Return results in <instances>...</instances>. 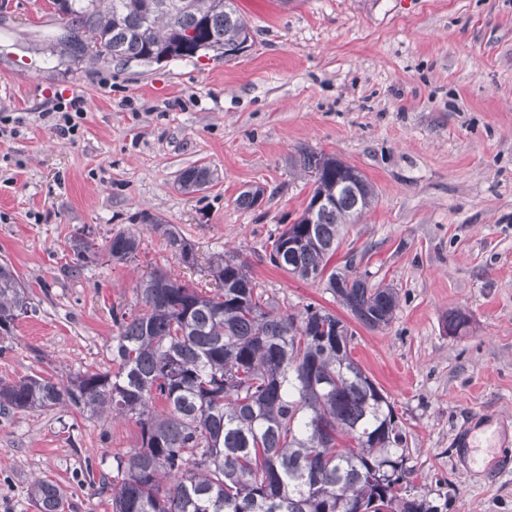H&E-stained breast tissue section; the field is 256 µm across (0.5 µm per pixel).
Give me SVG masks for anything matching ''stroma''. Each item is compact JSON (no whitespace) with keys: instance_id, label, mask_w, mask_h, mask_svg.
Segmentation results:
<instances>
[{"instance_id":"stroma-1","label":"stroma","mask_w":512,"mask_h":512,"mask_svg":"<svg viewBox=\"0 0 512 512\" xmlns=\"http://www.w3.org/2000/svg\"><path fill=\"white\" fill-rule=\"evenodd\" d=\"M251 48L161 63H69L47 0H0V261L31 308L0 337V380L109 367L116 310L152 267L203 290L212 253L237 250L283 310L347 322L352 355L408 431L410 463L446 512H512V0H237ZM82 96L76 135L44 112ZM322 151L372 182L376 202L347 241L370 283L393 285L391 324L354 322L325 283L273 267L272 243L311 188L296 160ZM213 173L184 193L180 173ZM262 187L261 204L238 195ZM174 225L181 263L143 215ZM133 230L137 257L71 274L70 242ZM470 319L449 334V311ZM503 444L467 454L461 435ZM134 421L61 408L0 413V512H35L31 482L59 485L65 512H112L88 477L137 447Z\"/></svg>"}]
</instances>
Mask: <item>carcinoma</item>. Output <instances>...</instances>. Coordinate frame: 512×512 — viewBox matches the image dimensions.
Listing matches in <instances>:
<instances>
[{"label":"carcinoma","mask_w":512,"mask_h":512,"mask_svg":"<svg viewBox=\"0 0 512 512\" xmlns=\"http://www.w3.org/2000/svg\"><path fill=\"white\" fill-rule=\"evenodd\" d=\"M68 36L57 37L72 63L86 59L224 57L250 28L236 0H49ZM300 171L309 200L277 236L269 262L302 280L326 281L338 302L369 330L387 327L396 289L370 284L353 266L329 268L345 227L375 203L373 184L356 167L304 152ZM211 181L207 166L184 170L181 189ZM179 260L193 267L190 240L146 217ZM141 239L119 231L93 248L71 243L68 269L106 256L136 258ZM203 293L155 268L135 288L137 310L114 316L110 361L116 369L80 370L65 382L42 372L0 381V411L73 409L133 419L137 448L114 457L112 512H442L413 493L406 429L388 396L352 357L354 336L329 310L283 312L233 251L213 254ZM30 297L12 266L0 264V335L12 333ZM464 333L468 316L448 312ZM37 512H63V493L36 479Z\"/></svg>","instance_id":"obj_1"}]
</instances>
